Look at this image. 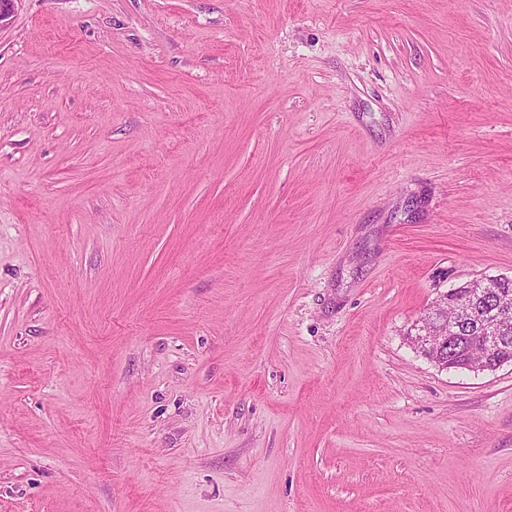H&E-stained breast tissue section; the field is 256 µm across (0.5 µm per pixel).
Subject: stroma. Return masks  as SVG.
I'll use <instances>...</instances> for the list:
<instances>
[{"label": "stroma", "mask_w": 512, "mask_h": 512, "mask_svg": "<svg viewBox=\"0 0 512 512\" xmlns=\"http://www.w3.org/2000/svg\"><path fill=\"white\" fill-rule=\"evenodd\" d=\"M512 0H18L0 512H512ZM475 281L476 280L448 290V293L445 292L440 295L439 299H437L432 306L434 311L432 313V317H430L428 323L425 325L423 338L427 343L435 347L434 358L430 360L442 369H448V365H446L448 360L457 369H466V367L469 366L468 358L463 352V349L456 347L457 344H450V348L448 349V343L454 336L459 334L460 323L463 321V318L468 319L470 316L471 320L477 322L481 332L474 327L470 329H463V331L458 335L461 337L456 338L458 339L456 343H460L461 341L465 342L468 337L479 336L478 343L483 346L486 353V355H483L480 360L472 361L470 363L472 371L478 372L486 369L485 364L488 360L487 358L490 348L494 347L501 341L499 336L498 320L501 316L508 314L510 310L508 307L501 304H495V309L492 313L484 315L483 317H479L478 314L475 315L476 312H474L473 305L468 301L473 300L478 293ZM466 298L468 300L461 302L460 318L458 321L446 320L436 311L437 308L448 305V299L463 300ZM432 326H437V330L431 331ZM501 336H503L501 345L495 353L494 358L497 361L512 363V321L504 327Z\"/></svg>", "instance_id": "stroma-1"}]
</instances>
